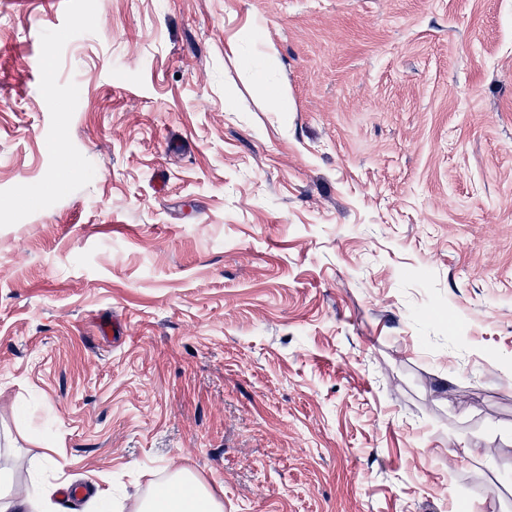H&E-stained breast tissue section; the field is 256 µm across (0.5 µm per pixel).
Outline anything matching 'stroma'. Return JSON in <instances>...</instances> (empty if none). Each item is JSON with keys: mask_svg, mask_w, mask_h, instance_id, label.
Returning <instances> with one entry per match:
<instances>
[{"mask_svg": "<svg viewBox=\"0 0 512 512\" xmlns=\"http://www.w3.org/2000/svg\"><path fill=\"white\" fill-rule=\"evenodd\" d=\"M508 365L512 0H0L14 494L512 512ZM135 512H223L224 501L189 471L170 475L154 491L139 497Z\"/></svg>", "mask_w": 512, "mask_h": 512, "instance_id": "obj_1", "label": "stroma"}]
</instances>
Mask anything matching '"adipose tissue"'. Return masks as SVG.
I'll list each match as a JSON object with an SVG mask.
<instances>
[{
	"mask_svg": "<svg viewBox=\"0 0 512 512\" xmlns=\"http://www.w3.org/2000/svg\"><path fill=\"white\" fill-rule=\"evenodd\" d=\"M135 512H224V501L194 474L179 471L139 497Z\"/></svg>",
	"mask_w": 512,
	"mask_h": 512,
	"instance_id": "1",
	"label": "adipose tissue"
}]
</instances>
